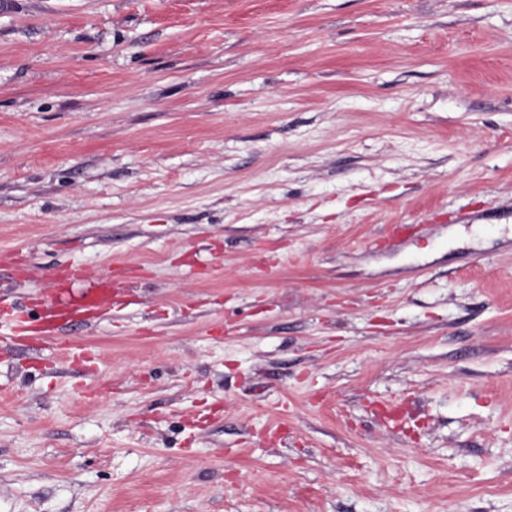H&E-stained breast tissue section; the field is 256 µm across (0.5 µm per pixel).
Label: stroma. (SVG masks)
<instances>
[{
  "mask_svg": "<svg viewBox=\"0 0 512 512\" xmlns=\"http://www.w3.org/2000/svg\"><path fill=\"white\" fill-rule=\"evenodd\" d=\"M11 249L0 512H512V0H0ZM90 278L91 276L83 267L71 265L55 272L50 277V281L69 288L77 282ZM67 288H53V297L49 306L55 317L68 321L79 314L99 310L112 301V272H103L95 277L94 286L87 288L76 297H62ZM29 288H34L32 292H29L19 303L20 308H14L10 313H7L9 317V323L12 325V331L10 336H16L17 338H28L31 332V324H40L44 322L46 317V311L39 312L37 317L32 316L34 306L31 305V296L33 300L39 299V294L36 291L37 288H42L38 283H33Z\"/></svg>",
  "mask_w": 512,
  "mask_h": 512,
  "instance_id": "1",
  "label": "stroma"
}]
</instances>
